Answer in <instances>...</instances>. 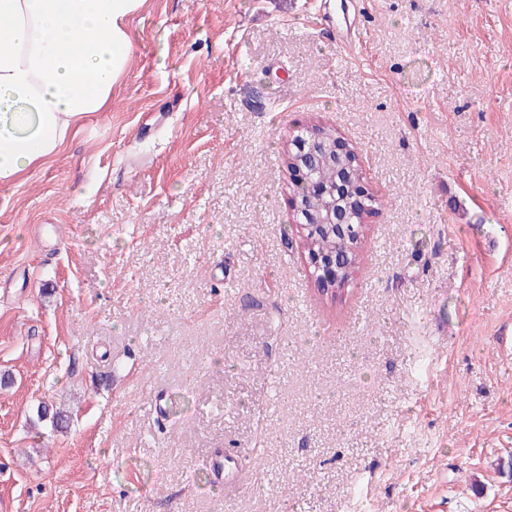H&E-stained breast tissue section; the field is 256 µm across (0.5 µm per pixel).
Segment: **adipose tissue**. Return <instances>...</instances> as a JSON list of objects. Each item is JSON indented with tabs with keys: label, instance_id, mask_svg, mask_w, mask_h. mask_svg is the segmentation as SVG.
Instances as JSON below:
<instances>
[{
	"label": "adipose tissue",
	"instance_id": "1",
	"mask_svg": "<svg viewBox=\"0 0 512 512\" xmlns=\"http://www.w3.org/2000/svg\"><path fill=\"white\" fill-rule=\"evenodd\" d=\"M145 0H0V186L106 111Z\"/></svg>",
	"mask_w": 512,
	"mask_h": 512
}]
</instances>
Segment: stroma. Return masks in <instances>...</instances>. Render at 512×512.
<instances>
[{"mask_svg": "<svg viewBox=\"0 0 512 512\" xmlns=\"http://www.w3.org/2000/svg\"><path fill=\"white\" fill-rule=\"evenodd\" d=\"M131 37L0 187V512H512V0H147ZM310 124L378 202L333 298ZM314 129L319 136V143L321 146L320 160L311 163L306 172L303 166L299 163H292L288 165V170L292 176L295 185L301 188H306L309 194H321L328 191L327 188H321L311 182L307 181V177L312 182H325L327 184H334L339 180L340 166L334 164L330 159H327V154L330 151L332 139L336 135V130L331 127L323 126L320 124H314ZM332 157L336 160V157L344 164L346 168L357 170L358 178L355 183L351 184L348 190L351 192L352 198L356 201L359 208L362 209L363 221L360 222V218L356 216V213L347 210L345 203L336 196V210L345 208L346 220L348 223L344 224L345 217L336 218V213L331 214L329 223L341 232L345 228L352 224L354 230L347 233L345 236H337L336 240L330 235L325 228L320 227L319 224L322 219H325L328 210L333 206L334 199L330 196H316L312 195L305 198V206L308 211V220L310 224L316 225L313 229L306 232L301 237V247L305 253H307L309 264L314 268L317 285L325 288L323 295H335L342 285L345 278V271H340V278L336 283V276L341 268L336 262V255L341 256L343 259V267H353V271L358 268L360 263V235L367 217L372 213H367L366 209L367 201L372 197L369 190L366 188L363 180L362 171L359 165L358 153L356 149L350 146L349 143L345 142L340 136L336 135V138L332 144ZM360 230V231H358ZM336 245V252H323L329 247ZM323 252V253H321ZM318 255H310L317 254ZM337 284L338 288H334Z\"/></svg>", "mask_w": 512, "mask_h": 512, "instance_id": "1", "label": "stroma"}]
</instances>
